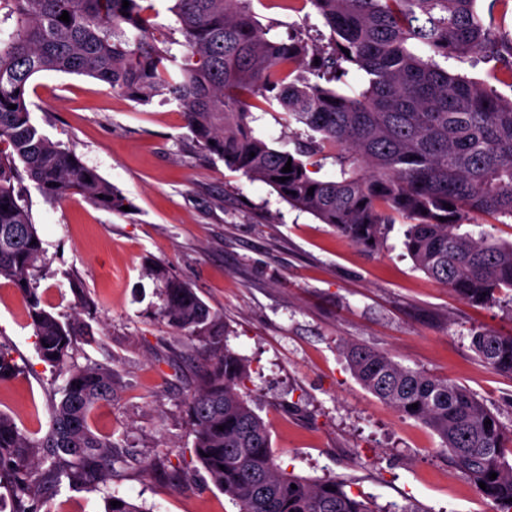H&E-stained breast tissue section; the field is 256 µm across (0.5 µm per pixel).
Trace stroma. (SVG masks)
<instances>
[{
	"label": "stroma",
	"instance_id": "1",
	"mask_svg": "<svg viewBox=\"0 0 512 512\" xmlns=\"http://www.w3.org/2000/svg\"><path fill=\"white\" fill-rule=\"evenodd\" d=\"M252 8L284 39L329 33L309 5L293 11L253 0ZM26 102L43 135L131 204L118 214L79 194L47 198L23 172L15 181L44 247L32 286L59 320L81 316L76 364L111 369L112 402L95 407L89 425L125 456L99 491L61 485L45 493L42 512H103L111 494L145 512H233L195 456L188 410L213 347L160 315L157 266L220 316L229 347L249 366L243 393L268 422L283 469L346 480L381 512L410 503L423 512H491L431 429L360 385L342 346L367 345L467 387L512 432V379L471 348L477 329L512 331V298L477 305L431 280L404 249L402 217L383 250L362 252L201 149L182 112L162 98L144 103L88 76L46 71L31 79ZM76 281L93 308L76 311ZM0 344L18 366L0 381V412L38 440L66 377L40 358L27 306L4 280Z\"/></svg>",
	"mask_w": 512,
	"mask_h": 512
}]
</instances>
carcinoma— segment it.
<instances>
[{"mask_svg": "<svg viewBox=\"0 0 512 512\" xmlns=\"http://www.w3.org/2000/svg\"><path fill=\"white\" fill-rule=\"evenodd\" d=\"M128 2L125 9L123 0H0L3 19L13 21L0 35V144L11 148L0 151V279L22 295L41 358L68 375L40 440L30 441L0 413V479L9 480L16 512H41L42 495L64 481L95 491L122 462L88 423L94 405L112 401V370L74 364L80 322L63 323L44 309L30 282L44 249L15 193L16 162L47 197L78 193L115 213L129 202L31 121L26 92L39 72L89 76L143 102L172 100L209 154L363 252H379L394 217L403 216L410 221L405 250L436 282L475 304L512 290V241L461 231L467 212L512 220V98L456 71L492 59L495 79L512 78L509 0H308L329 28L331 47L309 77L298 74L307 45L261 29L251 0H175L187 48L180 64L154 35L141 0ZM65 11L68 23L59 20ZM352 68L364 75L360 88L331 85ZM252 97L282 109L286 125L319 137L292 151L271 147L252 134ZM319 154L336 159V179L310 176L301 157ZM288 162L292 171L284 173ZM152 274L162 283L170 326L221 340L223 323L193 288L161 269ZM471 348L512 377V331H476ZM346 358L366 390L438 436L440 450L494 512H512V435L482 400L368 346H347ZM247 379L244 358L225 345L189 400L195 455L237 512H378L343 480L311 481L276 463L268 425L240 392ZM105 512L143 509L112 494Z\"/></svg>", "mask_w": 512, "mask_h": 512, "instance_id": "1", "label": "carcinoma"}]
</instances>
